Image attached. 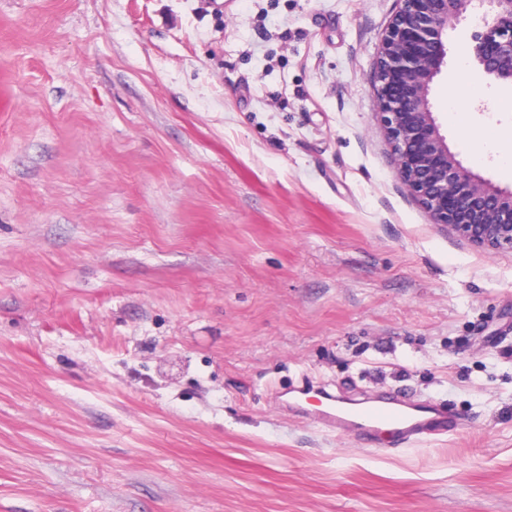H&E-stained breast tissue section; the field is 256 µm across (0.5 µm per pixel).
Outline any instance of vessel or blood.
Listing matches in <instances>:
<instances>
[{"mask_svg":"<svg viewBox=\"0 0 512 512\" xmlns=\"http://www.w3.org/2000/svg\"><path fill=\"white\" fill-rule=\"evenodd\" d=\"M291 394L292 409L298 416L374 448L412 444L428 436L453 433L458 427L453 411L440 405L413 404L386 391L352 400L325 386L305 384L293 388Z\"/></svg>","mask_w":512,"mask_h":512,"instance_id":"obj_1","label":"vessel or blood"}]
</instances>
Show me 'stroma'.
<instances>
[{"label": "stroma", "mask_w": 512, "mask_h": 512, "mask_svg": "<svg viewBox=\"0 0 512 512\" xmlns=\"http://www.w3.org/2000/svg\"><path fill=\"white\" fill-rule=\"evenodd\" d=\"M396 7L0 0V512H512V249L398 177ZM478 30H449L433 110L512 186ZM305 381L459 427L361 447L278 405Z\"/></svg>", "instance_id": "obj_1"}]
</instances>
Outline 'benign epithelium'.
<instances>
[{
    "mask_svg": "<svg viewBox=\"0 0 512 512\" xmlns=\"http://www.w3.org/2000/svg\"><path fill=\"white\" fill-rule=\"evenodd\" d=\"M481 10L473 56L481 73L512 87V0H398L374 73L378 115L400 180L433 223L487 251L512 248V187H501L451 151L433 112L434 79L448 29Z\"/></svg>",
    "mask_w": 512,
    "mask_h": 512,
    "instance_id": "obj_1",
    "label": "benign epithelium"
}]
</instances>
